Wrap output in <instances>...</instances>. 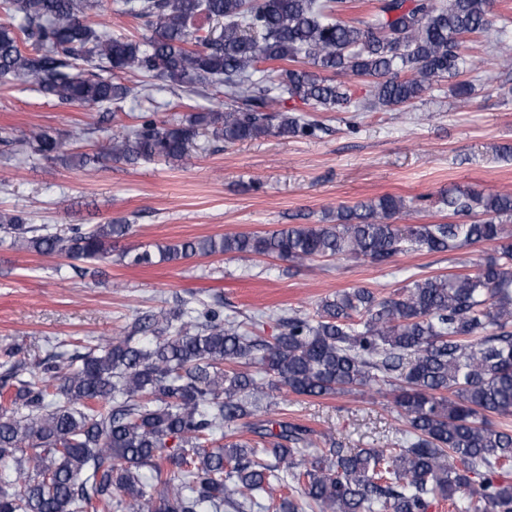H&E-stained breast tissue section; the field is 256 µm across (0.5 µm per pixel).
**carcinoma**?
I'll return each instance as SVG.
<instances>
[{"label":"carcinoma","instance_id":"obj_1","mask_svg":"<svg viewBox=\"0 0 512 512\" xmlns=\"http://www.w3.org/2000/svg\"><path fill=\"white\" fill-rule=\"evenodd\" d=\"M345 0H116L135 33L114 37L93 20L101 0H0V78L36 81L60 104L117 112L139 73L174 94L224 85V110L119 125L90 153L52 130L10 141L29 157L85 168L113 160L189 165L208 132L227 144L264 136L310 137L320 124L269 112L275 96L326 111L414 103L444 78L475 70L465 38L487 36L512 71L509 23L494 27L489 0H381L367 24L335 13ZM370 80L354 98L332 75ZM470 223L391 219L404 199L383 195L336 211L334 224H285L167 244L163 262L214 254L274 255L302 263L336 257L385 264L407 250L455 252L482 242L494 254L475 269L412 279L389 296L347 288L314 315L280 318L273 341L224 320L217 301L194 311L161 309L124 336L91 347L82 363L48 354L35 363L0 355V512H512V195L448 191ZM129 224H70L53 231L0 212V241L17 251L99 260ZM154 342H135L138 333ZM258 367L265 378L246 371ZM379 383L393 387L410 427L395 448H343L330 435L321 458L298 449L311 430L270 428L262 405L274 393L322 397ZM245 428L256 441L233 439ZM178 475L171 474V468ZM301 497L298 503L295 497Z\"/></svg>","mask_w":512,"mask_h":512}]
</instances>
